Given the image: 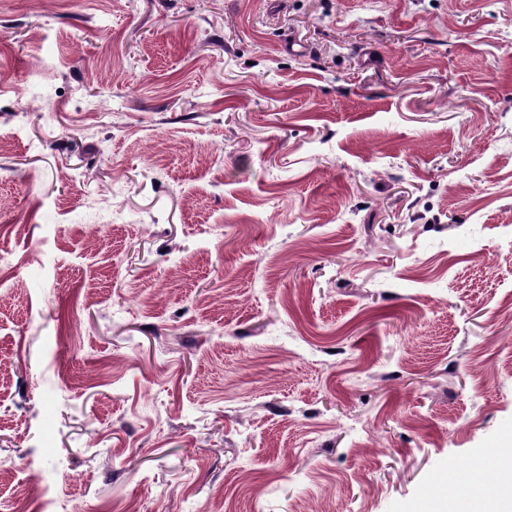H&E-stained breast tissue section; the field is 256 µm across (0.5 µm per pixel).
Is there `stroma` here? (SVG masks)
Masks as SVG:
<instances>
[{
  "mask_svg": "<svg viewBox=\"0 0 512 512\" xmlns=\"http://www.w3.org/2000/svg\"><path fill=\"white\" fill-rule=\"evenodd\" d=\"M512 439V0H0V512H413Z\"/></svg>",
  "mask_w": 512,
  "mask_h": 512,
  "instance_id": "35a3bbf8",
  "label": "stroma"
}]
</instances>
